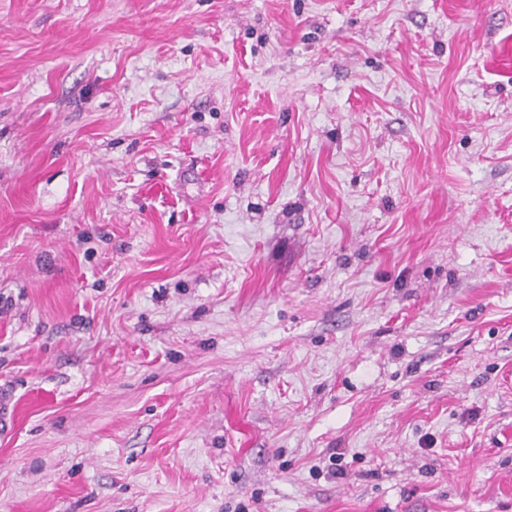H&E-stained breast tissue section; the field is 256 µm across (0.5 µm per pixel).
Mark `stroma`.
<instances>
[{
  "label": "stroma",
  "mask_w": 512,
  "mask_h": 512,
  "mask_svg": "<svg viewBox=\"0 0 512 512\" xmlns=\"http://www.w3.org/2000/svg\"><path fill=\"white\" fill-rule=\"evenodd\" d=\"M0 512H512V0H0Z\"/></svg>",
  "instance_id": "obj_1"
}]
</instances>
